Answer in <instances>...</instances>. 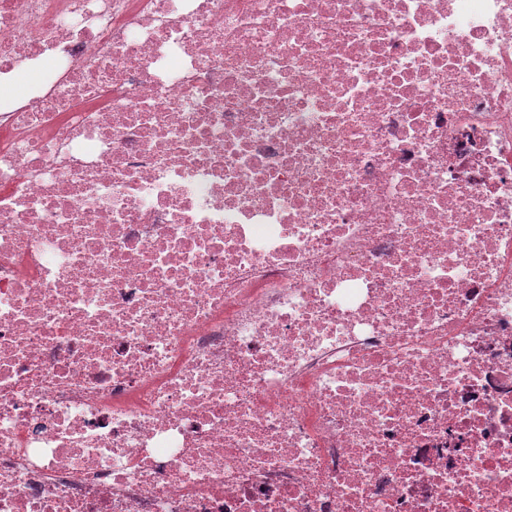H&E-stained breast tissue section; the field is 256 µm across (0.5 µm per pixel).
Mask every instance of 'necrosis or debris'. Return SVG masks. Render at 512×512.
<instances>
[{
  "mask_svg": "<svg viewBox=\"0 0 512 512\" xmlns=\"http://www.w3.org/2000/svg\"><path fill=\"white\" fill-rule=\"evenodd\" d=\"M0 512H512V0H0Z\"/></svg>",
  "mask_w": 512,
  "mask_h": 512,
  "instance_id": "necrosis-or-debris-1",
  "label": "necrosis or debris"
}]
</instances>
